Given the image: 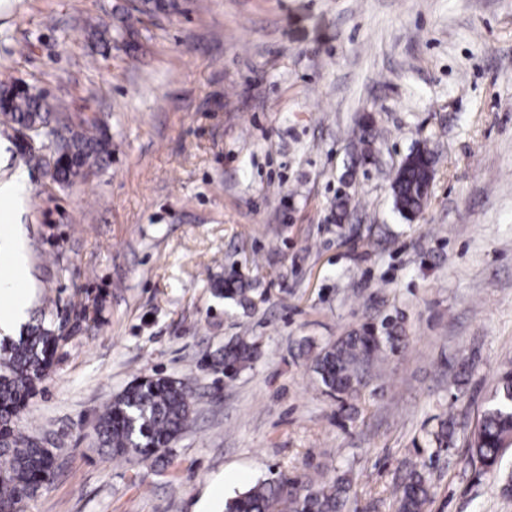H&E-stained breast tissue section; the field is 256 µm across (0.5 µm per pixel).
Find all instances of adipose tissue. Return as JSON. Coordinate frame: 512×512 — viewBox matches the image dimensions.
<instances>
[{
    "label": "adipose tissue",
    "mask_w": 512,
    "mask_h": 512,
    "mask_svg": "<svg viewBox=\"0 0 512 512\" xmlns=\"http://www.w3.org/2000/svg\"><path fill=\"white\" fill-rule=\"evenodd\" d=\"M25 184L26 174L20 169L0 181V210L10 214L7 229L0 230V261L11 271L10 281L0 284V324L13 321L26 301L24 285L28 268L20 246L21 216L18 211Z\"/></svg>",
    "instance_id": "obj_1"
}]
</instances>
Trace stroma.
<instances>
[{
	"mask_svg": "<svg viewBox=\"0 0 512 512\" xmlns=\"http://www.w3.org/2000/svg\"><path fill=\"white\" fill-rule=\"evenodd\" d=\"M128 6L0 9V75L112 137L110 161L69 189L27 171V320L73 299L100 321L61 344L21 415L58 456L23 512H224L297 472L348 475V512H395L396 483L449 417L431 512H512L498 479L512 447L495 472L468 453L512 366V0H174L102 47L92 29ZM423 143L436 174L409 220L391 179ZM232 275L254 307L220 294ZM389 315L406 348L339 405L300 344ZM238 336L260 356L229 382L217 358ZM156 374L194 384L192 427L163 462L112 459L99 415Z\"/></svg>",
	"mask_w": 512,
	"mask_h": 512,
	"instance_id": "1",
	"label": "stroma"
}]
</instances>
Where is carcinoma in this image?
I'll return each mask as SVG.
<instances>
[{"mask_svg":"<svg viewBox=\"0 0 512 512\" xmlns=\"http://www.w3.org/2000/svg\"><path fill=\"white\" fill-rule=\"evenodd\" d=\"M0 123L13 128L20 160L46 167L42 154L26 149L19 134L26 129L42 147L59 154L47 167L53 185L67 189L87 178L86 167L109 159L111 137L96 117L73 121L53 116L47 95L27 84L0 81ZM434 154L426 148L412 150L397 169L391 191L394 208L411 219L424 208L434 177ZM224 289L247 307L251 289L239 278L227 280ZM54 319L41 320L25 334L0 342V512H20L21 504L50 481L54 462L36 442L37 436L16 428L24 402L50 377L54 355L66 337L57 335ZM407 336L399 322L389 318L381 328L365 325L353 330L311 356V368L325 392L341 402L356 398L365 385L367 371L388 355L399 352ZM256 343L244 336L224 344L219 364L224 377L233 380L258 359ZM193 385L170 376L135 379L112 398L94 426L98 447L114 459L147 463L172 447L191 426L195 413ZM454 428L442 420L428 434L437 451L411 469L394 490L397 512H428L432 502L427 475L439 452L453 445ZM512 447V367L503 370L492 396L478 420L471 441V458L492 470L504 449ZM351 480L345 475L320 482L305 474L258 482L236 494L224 512H345Z\"/></svg>","mask_w":512,"mask_h":512,"instance_id":"carcinoma-1","label":"carcinoma"}]
</instances>
